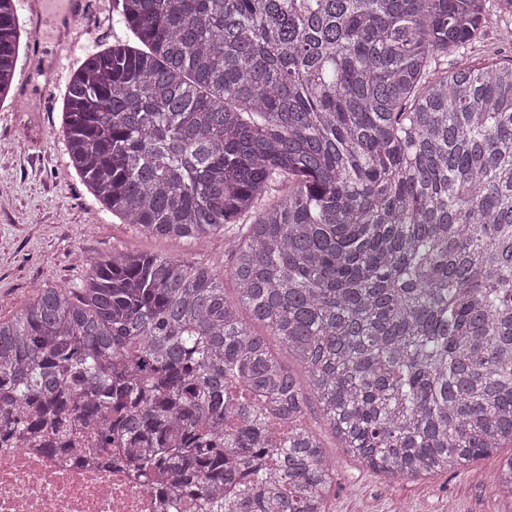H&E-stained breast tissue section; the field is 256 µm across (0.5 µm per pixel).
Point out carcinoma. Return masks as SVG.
Instances as JSON below:
<instances>
[{"label":"carcinoma","mask_w":512,"mask_h":512,"mask_svg":"<svg viewBox=\"0 0 512 512\" xmlns=\"http://www.w3.org/2000/svg\"><path fill=\"white\" fill-rule=\"evenodd\" d=\"M486 4L115 0L133 40L67 85L69 161L143 233L223 235L237 303L197 259H86L0 320V434L83 423L208 512H326L312 401L393 480L512 447V61L448 67ZM21 38L0 0V103ZM493 481L512 502V455Z\"/></svg>","instance_id":"cac0c4a2"}]
</instances>
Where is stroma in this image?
Masks as SVG:
<instances>
[{
    "instance_id": "obj_1",
    "label": "stroma",
    "mask_w": 512,
    "mask_h": 512,
    "mask_svg": "<svg viewBox=\"0 0 512 512\" xmlns=\"http://www.w3.org/2000/svg\"><path fill=\"white\" fill-rule=\"evenodd\" d=\"M85 2L81 22L66 34V45L54 59L63 83L88 52L128 35L113 16L114 0ZM511 21L505 8L490 11L486 33L472 45L470 58L512 57V43L499 37L500 28ZM63 99L59 88L0 103V319L24 309L35 289L82 279L83 256L185 254L224 269L223 236L175 243L141 233L102 210L69 164ZM304 424L336 458L328 512H512V503L503 501L489 480L506 449L457 471L391 481L339 453L316 407H309Z\"/></svg>"
}]
</instances>
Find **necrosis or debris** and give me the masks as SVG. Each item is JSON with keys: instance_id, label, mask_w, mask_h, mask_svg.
Wrapping results in <instances>:
<instances>
[{"instance_id": "4bbe7bcc", "label": "necrosis or debris", "mask_w": 512, "mask_h": 512, "mask_svg": "<svg viewBox=\"0 0 512 512\" xmlns=\"http://www.w3.org/2000/svg\"><path fill=\"white\" fill-rule=\"evenodd\" d=\"M156 478L120 462L73 460L0 441V512H204L193 490L161 497Z\"/></svg>"}]
</instances>
